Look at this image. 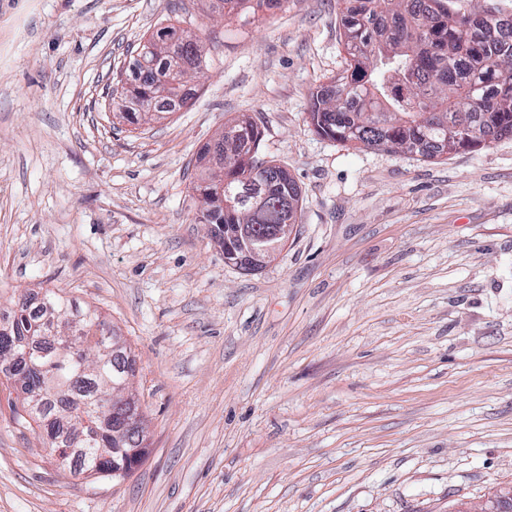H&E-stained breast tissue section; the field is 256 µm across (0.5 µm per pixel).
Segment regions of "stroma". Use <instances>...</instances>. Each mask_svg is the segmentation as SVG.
<instances>
[{
  "label": "stroma",
  "mask_w": 512,
  "mask_h": 512,
  "mask_svg": "<svg viewBox=\"0 0 512 512\" xmlns=\"http://www.w3.org/2000/svg\"><path fill=\"white\" fill-rule=\"evenodd\" d=\"M174 24L194 103L112 100ZM336 0L228 20L204 0H0V313L60 289L137 359L146 460L60 465L0 372V512H454L512 485V139L428 162L323 139ZM252 116L302 190L276 258L226 266L196 218L198 150Z\"/></svg>",
  "instance_id": "stroma-1"
}]
</instances>
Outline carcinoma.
Returning <instances> with one entry per match:
<instances>
[{
	"label": "carcinoma",
	"mask_w": 512,
	"mask_h": 512,
	"mask_svg": "<svg viewBox=\"0 0 512 512\" xmlns=\"http://www.w3.org/2000/svg\"><path fill=\"white\" fill-rule=\"evenodd\" d=\"M224 15L256 17L283 0H223ZM343 68L311 91L307 121L315 133L354 149L410 153L426 161L473 151L512 138V17L454 12L449 0H337ZM202 73L211 65L203 45L178 26L158 29L135 50L119 98H130L141 119L162 118L192 105L196 90L184 80V66ZM224 173L208 164L211 144L198 152L193 191L203 202L201 221L214 225L212 240L224 249V264L238 265L237 245L224 239L241 223V210L265 198L249 223L258 226L259 245L272 259L284 246L277 236L285 224L299 223L301 190L283 167L260 157L262 131L248 116L224 123ZM66 318L84 336L94 329L115 335L95 309H80L62 293L16 303L4 335L20 342L18 360L6 382L27 380L41 408L18 422L44 426L50 448H68L71 469L85 477L142 463L145 436L124 429L118 437H96L85 419L96 412L109 382L133 386L136 360L127 348L103 355L57 352L52 320ZM488 512L512 509V486L495 489Z\"/></svg>",
	"instance_id": "cac0c4a2"
}]
</instances>
